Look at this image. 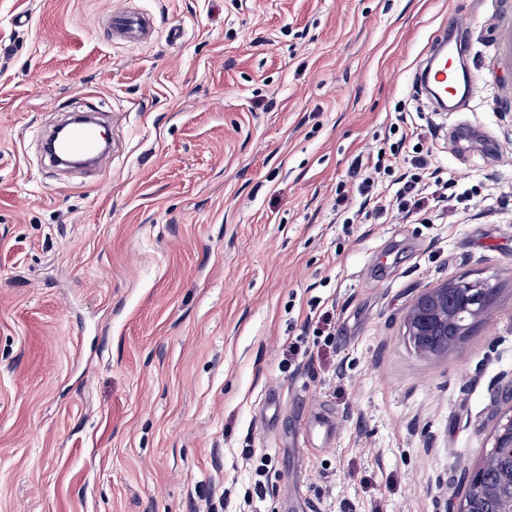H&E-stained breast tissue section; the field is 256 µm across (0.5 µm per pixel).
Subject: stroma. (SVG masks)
<instances>
[{
  "label": "stroma",
  "instance_id": "35a3bbf8",
  "mask_svg": "<svg viewBox=\"0 0 512 512\" xmlns=\"http://www.w3.org/2000/svg\"><path fill=\"white\" fill-rule=\"evenodd\" d=\"M450 36L455 112L418 80ZM77 111L103 170L44 155ZM456 279L493 304L419 356ZM511 387L512 0H0V512H451ZM107 27L112 37L123 39L132 44L147 41L153 34V19L143 14L125 10L111 11L106 14ZM435 293H429L427 289L421 293L412 304L407 315L405 325V339L409 347L420 356H434L423 345V339L427 336L430 327L438 322L448 325V310L454 307V296L448 292V288H455L462 292L464 304L470 305L477 302V296L471 294L474 291H491V284L486 280L467 281L464 279L449 281L438 286Z\"/></svg>",
  "mask_w": 512,
  "mask_h": 512
}]
</instances>
